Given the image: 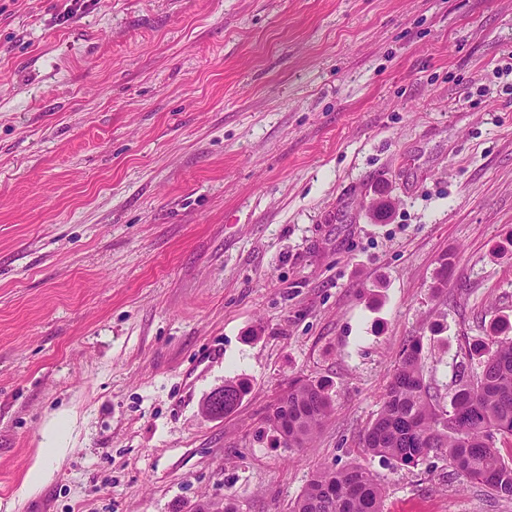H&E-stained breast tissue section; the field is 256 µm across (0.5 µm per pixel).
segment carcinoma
Returning a JSON list of instances; mask_svg holds the SVG:
<instances>
[{
	"mask_svg": "<svg viewBox=\"0 0 512 512\" xmlns=\"http://www.w3.org/2000/svg\"><path fill=\"white\" fill-rule=\"evenodd\" d=\"M479 355L480 372L459 386L451 409L443 411L425 383L420 343L406 348L381 411L365 430L364 452L414 467L443 450L463 481L512 498V462L496 447L498 437L512 436V338L493 340L492 350ZM244 396L241 384L224 383V408L233 409ZM332 410L324 385L295 379L267 422L285 447L302 448ZM383 496L372 473L351 464L313 476L291 512H382Z\"/></svg>",
	"mask_w": 512,
	"mask_h": 512,
	"instance_id": "carcinoma-1",
	"label": "carcinoma"
}]
</instances>
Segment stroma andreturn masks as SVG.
Returning <instances> with one entry per match:
<instances>
[{"label":"stroma","instance_id":"1","mask_svg":"<svg viewBox=\"0 0 512 512\" xmlns=\"http://www.w3.org/2000/svg\"><path fill=\"white\" fill-rule=\"evenodd\" d=\"M72 2L0 0V501L290 512L358 463L383 512H512L361 444L412 341L446 410L512 337V0ZM295 378L333 405L303 448ZM333 410L324 385L295 379L267 417L287 448H303ZM245 392V388L241 384L234 380H228L223 387L213 390L208 395L204 401L203 410L211 418L224 417V409L234 411L244 398ZM236 400H239V402L233 409V403ZM44 448L41 452L40 458L34 463L28 472L27 484L30 487H38L45 481L51 478L52 472L47 464L42 460L49 457L48 450L57 454L60 450L59 446V425L55 421L48 425L44 430Z\"/></svg>","mask_w":512,"mask_h":512}]
</instances>
